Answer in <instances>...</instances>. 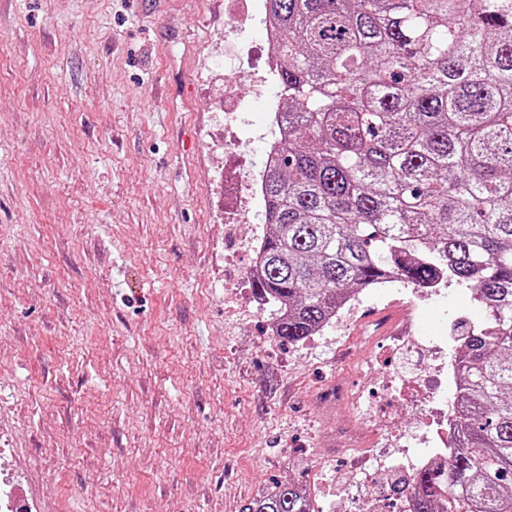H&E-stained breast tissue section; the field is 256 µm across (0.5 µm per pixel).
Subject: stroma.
Here are the masks:
<instances>
[{
	"label": "stroma",
	"mask_w": 512,
	"mask_h": 512,
	"mask_svg": "<svg viewBox=\"0 0 512 512\" xmlns=\"http://www.w3.org/2000/svg\"><path fill=\"white\" fill-rule=\"evenodd\" d=\"M224 3L0 0V477L41 512H240L289 481L382 512L410 477L333 455L316 400L381 389L362 331L402 326L413 285L296 346L230 294L265 228L225 223L224 168L260 167L266 106L242 80L248 147L225 156L229 63L261 31H225ZM478 317L446 284L413 332ZM360 397V396H359ZM356 393H353L352 388L343 380L333 382L321 395V402L324 406L329 408L336 407V414L340 408L349 400H359Z\"/></svg>",
	"instance_id": "35a3bbf8"
}]
</instances>
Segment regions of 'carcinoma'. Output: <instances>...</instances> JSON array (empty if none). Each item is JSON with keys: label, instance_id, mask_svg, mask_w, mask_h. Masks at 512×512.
<instances>
[{"label": "carcinoma", "instance_id": "1", "mask_svg": "<svg viewBox=\"0 0 512 512\" xmlns=\"http://www.w3.org/2000/svg\"><path fill=\"white\" fill-rule=\"evenodd\" d=\"M288 130L255 295L296 345L391 277L466 286L454 452L410 512H512V0H267ZM280 483L242 512H312Z\"/></svg>", "mask_w": 512, "mask_h": 512}]
</instances>
